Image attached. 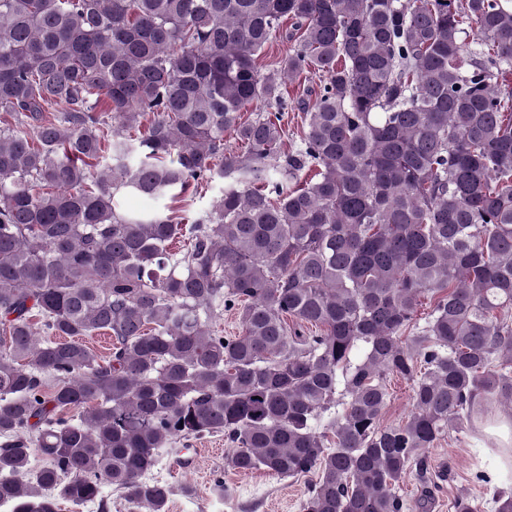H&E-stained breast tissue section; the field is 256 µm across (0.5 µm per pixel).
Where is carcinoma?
<instances>
[{"mask_svg": "<svg viewBox=\"0 0 512 512\" xmlns=\"http://www.w3.org/2000/svg\"><path fill=\"white\" fill-rule=\"evenodd\" d=\"M511 70L512 0H0V507L107 482L165 512L161 451L222 434L236 470L317 474L303 512H403L427 449L512 404ZM213 182L191 224L116 208ZM311 78V76H309ZM305 78L302 75L299 79L288 82L286 90L288 91V117H285V144L284 148L288 149L290 145L299 142L303 135V112L298 101H305L306 105H312L315 101L314 90L317 89L319 81L317 78ZM292 102L293 110H290ZM391 387L392 395L382 417L384 425L397 424L406 420L413 409L409 384L393 380Z\"/></svg>", "mask_w": 512, "mask_h": 512, "instance_id": "1", "label": "carcinoma"}]
</instances>
